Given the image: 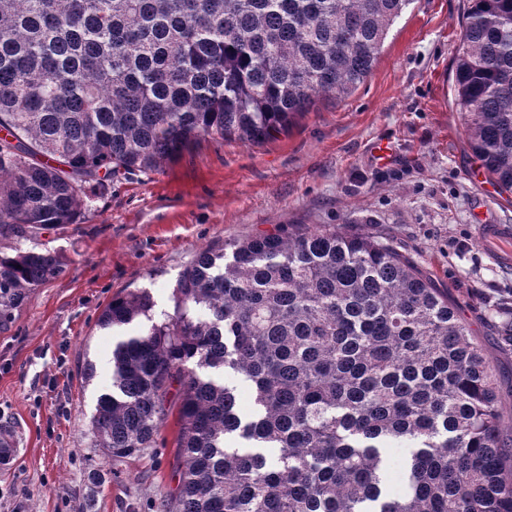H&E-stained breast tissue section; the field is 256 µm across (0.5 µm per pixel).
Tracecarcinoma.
<instances>
[{"label": "carcinoma", "instance_id": "1", "mask_svg": "<svg viewBox=\"0 0 512 512\" xmlns=\"http://www.w3.org/2000/svg\"><path fill=\"white\" fill-rule=\"evenodd\" d=\"M412 2L0 0V327L64 272L23 242L192 143L260 144L346 97ZM467 2L455 103L512 193V0ZM173 300L159 319L145 289L103 309L104 329L148 326L113 346L91 427L110 466L155 447L177 408L161 512H512L500 381L456 303L390 244L330 229L229 242L199 252Z\"/></svg>", "mask_w": 512, "mask_h": 512}]
</instances>
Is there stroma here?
Segmentation results:
<instances>
[{
  "label": "stroma",
  "instance_id": "1",
  "mask_svg": "<svg viewBox=\"0 0 512 512\" xmlns=\"http://www.w3.org/2000/svg\"><path fill=\"white\" fill-rule=\"evenodd\" d=\"M466 0H414L371 74L349 96L322 99L260 145L204 140L161 171L113 183L77 223L34 246L56 251L59 278L0 328V424L14 433L0 462V512H157L173 487L176 419L155 447L104 468L91 445L96 399L111 383L117 331L98 318L113 297L151 292L155 313L204 248L297 228L389 241L460 307L502 383L512 416V268L494 265L472 227L512 224V194L481 173L454 103L452 69ZM96 367L86 378V364Z\"/></svg>",
  "mask_w": 512,
  "mask_h": 512
}]
</instances>
